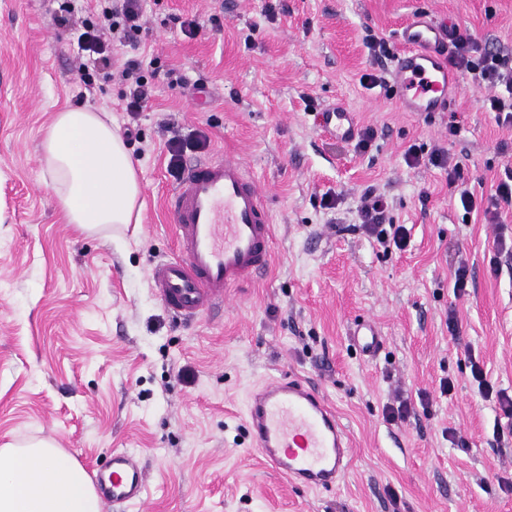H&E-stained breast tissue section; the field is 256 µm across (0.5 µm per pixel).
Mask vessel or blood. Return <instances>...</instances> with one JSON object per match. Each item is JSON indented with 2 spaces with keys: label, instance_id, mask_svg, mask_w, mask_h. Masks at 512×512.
<instances>
[{
  "label": "vessel or blood",
  "instance_id": "obj_1",
  "mask_svg": "<svg viewBox=\"0 0 512 512\" xmlns=\"http://www.w3.org/2000/svg\"><path fill=\"white\" fill-rule=\"evenodd\" d=\"M448 28L417 18L403 30L406 48L395 59L401 107L430 115L448 109L455 77L445 45ZM323 131L347 140L356 134L351 112L331 105L319 114ZM178 240L177 258L154 265L151 283L176 317L190 319L223 301L230 289L252 283L271 262V215L259 184L242 160L188 165L168 199ZM246 423L269 466L294 485L329 488L342 477L350 448L334 410L313 387L283 376L253 392ZM106 497L143 504L147 486L132 454H112Z\"/></svg>",
  "mask_w": 512,
  "mask_h": 512
}]
</instances>
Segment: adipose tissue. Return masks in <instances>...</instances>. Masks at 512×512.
Returning a JSON list of instances; mask_svg holds the SVG:
<instances>
[{
    "label": "adipose tissue",
    "mask_w": 512,
    "mask_h": 512,
    "mask_svg": "<svg viewBox=\"0 0 512 512\" xmlns=\"http://www.w3.org/2000/svg\"><path fill=\"white\" fill-rule=\"evenodd\" d=\"M44 170L69 223L84 231L131 223L142 193L135 163L108 113L63 109L46 132ZM82 465L53 443L0 447V512H102Z\"/></svg>",
    "instance_id": "ef3b65f1"
}]
</instances>
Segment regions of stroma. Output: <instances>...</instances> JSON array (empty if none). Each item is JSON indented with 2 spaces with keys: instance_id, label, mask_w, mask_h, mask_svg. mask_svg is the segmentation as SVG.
<instances>
[{
  "instance_id": "obj_1",
  "label": "stroma",
  "mask_w": 512,
  "mask_h": 512,
  "mask_svg": "<svg viewBox=\"0 0 512 512\" xmlns=\"http://www.w3.org/2000/svg\"><path fill=\"white\" fill-rule=\"evenodd\" d=\"M60 5L0 0V446L53 441L92 477L111 471L113 451L134 454L148 500H108L103 512H512L503 412L472 376L480 366L512 395V253L496 250L512 210L489 224L459 204L461 190L491 195L512 169V126L486 110L488 90L470 75L429 117L403 111L390 79L419 15L512 49V0H142L138 40L116 55L138 59L153 86L135 114L125 82L80 49ZM370 35L382 51L367 48ZM176 79L205 90L174 89ZM335 101L373 130L366 151L320 128ZM78 105L132 131L139 223L80 231L48 187L41 142L54 114ZM175 136L187 164L242 158L273 218L269 270L190 320L149 279L177 254L165 207ZM412 146L446 147L456 181L409 167ZM369 188L409 230L406 250L357 230ZM364 320L383 338L371 357L351 337ZM283 375L318 390L352 440L332 489L295 487L252 445L248 395ZM399 392L414 412L396 424L383 407Z\"/></svg>"
}]
</instances>
